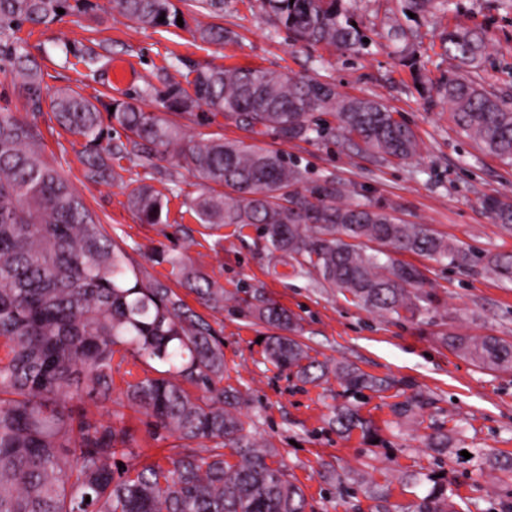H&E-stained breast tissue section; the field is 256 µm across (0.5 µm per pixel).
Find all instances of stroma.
<instances>
[{
	"label": "stroma",
	"instance_id": "stroma-1",
	"mask_svg": "<svg viewBox=\"0 0 512 512\" xmlns=\"http://www.w3.org/2000/svg\"><path fill=\"white\" fill-rule=\"evenodd\" d=\"M92 15H68L53 25H24L19 36L41 57L44 88L70 84L95 94L100 85L82 78V66L66 64L63 45L94 39L112 61H126L133 76L111 86L112 95L142 93L146 84L164 87L166 76L180 83L204 65L248 66L277 70L296 77H314L335 85L338 92L381 99L397 117L410 123L421 141L412 162L395 165L345 147L328 137L283 141L274 130L257 136L234 118L202 107L177 115L188 135L218 134L227 139L259 141L288 154L308 172L310 184L335 181L353 201L382 208L403 220L426 225L471 250L477 265L470 271L410 253L404 262L422 268L438 298V309L420 321H391L356 305L350 297L323 287L315 275L287 274L270 260L256 227L235 232L230 226L203 224L190 209L200 181L174 154L158 160L156 170L123 161L106 183L84 176L83 142L64 131L50 110L31 112L10 79L0 75V102L39 130L48 160L59 167L87 206L150 276L169 277L172 262L186 260L205 277L224 287V305L200 303L186 282L174 290L217 330L224 342V383L248 401L244 418L257 436L280 448L292 478L304 490L311 512H372L374 503L355 484L336 489L327 471L362 470L387 486L389 502L403 512L424 487L410 485L417 471L443 474L448 486L471 503V512H499L493 471H478L462 456L465 448H489L512 454V372L492 371L460 356L441 338L493 335L512 341V282L484 270L485 260L512 253V230L501 226L484 201L512 200V167L480 151L453 122L448 105L434 86L446 80L454 63L441 54V39L457 25L481 27L489 48L484 67L498 92L512 96V12L498 0H456L457 10L416 17L406 22L416 47L415 67L404 66L380 32L399 13L400 0H351L350 6L368 37L357 51L309 46L293 40L263 0H224L223 17L213 19L185 12L180 27L143 29L113 14L108 0H98ZM217 23L233 31L234 42H201L197 24ZM164 189L176 182L179 197L171 198L161 223L145 224L129 209L127 195L134 179ZM260 294L295 316L294 336L318 360L347 361L366 373L391 377L394 390L365 391L362 412L373 421L374 438L361 432L343 435L331 424L334 407L346 398L336 381L304 383L289 371L268 363L262 339L268 328L251 308L236 301L242 291ZM420 391L433 402L428 413L446 427H457V451L442 458L425 448L414 425L398 422L391 411L396 393ZM127 420L140 445L142 459L168 455L175 440L150 434V420L128 411Z\"/></svg>",
	"mask_w": 512,
	"mask_h": 512
}]
</instances>
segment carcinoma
Returning a JSON list of instances; mask_svg holds the SVG:
<instances>
[{"label":"carcinoma","mask_w":512,"mask_h":512,"mask_svg":"<svg viewBox=\"0 0 512 512\" xmlns=\"http://www.w3.org/2000/svg\"><path fill=\"white\" fill-rule=\"evenodd\" d=\"M112 11L145 28L177 26L182 12L173 0H110ZM348 0H264L297 41L356 50L365 33L352 25ZM423 15L452 12L454 0H404ZM200 12L220 17L224 0H194ZM64 14H90L95 0H0V74L11 78L32 112L49 103L58 125L85 141V177L112 178V160L136 157L149 166L172 152L203 181L192 203L204 224L255 225L276 260L314 273L321 285L389 319L418 320L434 308L423 269L395 258L429 256L462 270L475 266L469 250L422 224L405 222L380 208L344 202L328 178L304 188L306 170L282 153L222 137H187L177 122L126 100L83 95L65 85L47 96L43 66L15 37L25 24L48 26ZM164 21H159L160 16ZM196 35L222 44L231 32L197 25ZM382 37L401 42L412 56L400 18ZM441 47L456 71L437 86L455 124L484 153L512 166V99L498 95L483 76L488 44L477 27L448 30ZM64 53L96 71L109 62L79 40ZM157 93L172 114L205 106L253 130L274 129L287 141L332 135L382 160L405 164L420 154L415 130L382 101L336 92L315 78L248 67L201 66L188 81ZM114 111H109V108ZM325 112L335 125L314 120ZM120 127L125 140H110ZM128 206L139 220L158 224L168 201L135 180ZM222 190H216V187ZM485 205L512 229V201ZM176 275L194 283L202 304L220 308L224 288L192 267L172 263ZM486 268L512 281V255L492 256ZM253 308L275 330L265 337L267 360L303 382L333 375L352 397L383 392L386 377L346 362L312 358L288 335L293 319L270 301ZM453 351L497 371H512V341L496 336L448 334ZM125 384L128 406L151 417L179 444L163 461L140 462L125 413L103 416L89 404L112 394L114 375ZM224 344L212 325L167 283L144 273L112 238L70 182L44 157L36 126L0 108V512H306L302 488L288 473L280 450L257 439L242 419V393L221 386ZM430 405L421 392L392 405L400 418L424 423ZM340 432L371 434L373 423L348 403L334 409ZM423 435L439 455L452 451L456 430L432 423ZM480 470L512 475V457L500 459L470 448ZM374 512H392L388 488L365 482ZM412 512H465L448 485L435 482L413 502Z\"/></svg>","instance_id":"cac0c4a2"}]
</instances>
